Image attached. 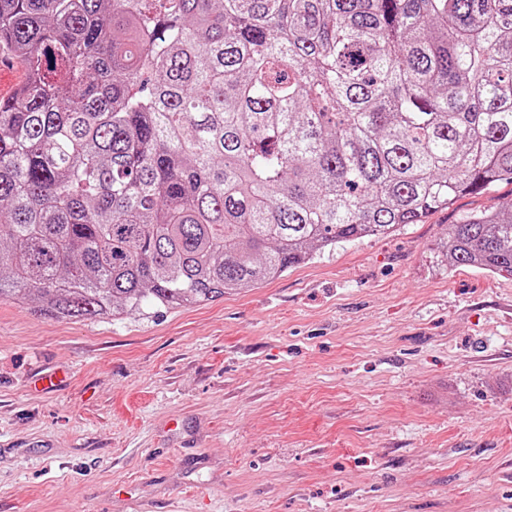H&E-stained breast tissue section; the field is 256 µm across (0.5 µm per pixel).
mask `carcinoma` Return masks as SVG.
<instances>
[{
    "instance_id": "obj_1",
    "label": "carcinoma",
    "mask_w": 512,
    "mask_h": 512,
    "mask_svg": "<svg viewBox=\"0 0 512 512\" xmlns=\"http://www.w3.org/2000/svg\"><path fill=\"white\" fill-rule=\"evenodd\" d=\"M0 301L211 302L512 182V0H0ZM512 275V210L448 225ZM25 80L23 70L0 54V98H10L21 88Z\"/></svg>"
}]
</instances>
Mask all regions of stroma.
<instances>
[{"label": "stroma", "instance_id": "stroma-1", "mask_svg": "<svg viewBox=\"0 0 512 512\" xmlns=\"http://www.w3.org/2000/svg\"><path fill=\"white\" fill-rule=\"evenodd\" d=\"M325 248L202 305L0 302V512H512V276L451 224Z\"/></svg>", "mask_w": 512, "mask_h": 512}]
</instances>
